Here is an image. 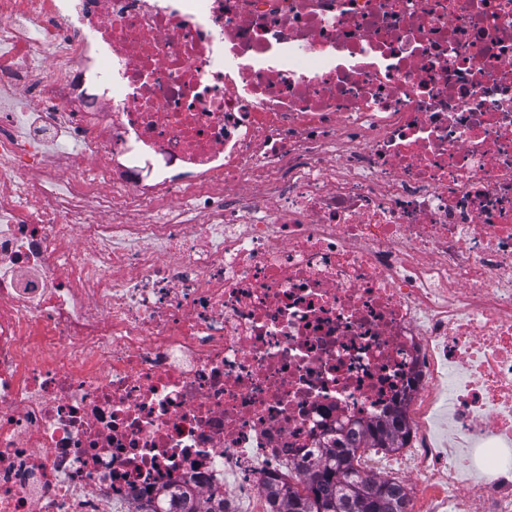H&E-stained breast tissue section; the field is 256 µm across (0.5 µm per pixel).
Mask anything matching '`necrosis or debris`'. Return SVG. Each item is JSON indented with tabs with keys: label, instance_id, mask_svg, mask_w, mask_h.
<instances>
[{
	"label": "necrosis or debris",
	"instance_id": "necrosis-or-debris-1",
	"mask_svg": "<svg viewBox=\"0 0 512 512\" xmlns=\"http://www.w3.org/2000/svg\"><path fill=\"white\" fill-rule=\"evenodd\" d=\"M394 411L362 476L512 512V0H0V512H268ZM367 448H398L399 441L405 437L402 421L396 411L391 417L368 428Z\"/></svg>",
	"mask_w": 512,
	"mask_h": 512
}]
</instances>
